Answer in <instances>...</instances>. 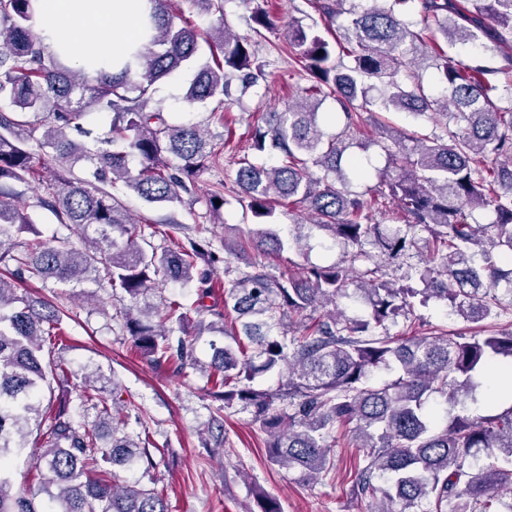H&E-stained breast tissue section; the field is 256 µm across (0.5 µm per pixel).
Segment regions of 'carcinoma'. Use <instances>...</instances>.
I'll use <instances>...</instances> for the list:
<instances>
[{
  "instance_id": "obj_1",
  "label": "carcinoma",
  "mask_w": 512,
  "mask_h": 512,
  "mask_svg": "<svg viewBox=\"0 0 512 512\" xmlns=\"http://www.w3.org/2000/svg\"><path fill=\"white\" fill-rule=\"evenodd\" d=\"M150 46L118 74L90 78L49 53L34 32L38 0H0V512H169L164 494L120 473L156 468L146 443L127 432L119 384L112 403L97 388L78 395L88 425L68 404L53 407L55 384L69 368L54 356L67 311L20 289L38 281L78 288L86 281L111 289L122 302L115 319L151 363L194 368L188 312L175 299L153 301L168 282L194 285L195 309L216 319L195 330L213 334L209 368L213 396L251 412L269 436L270 461L307 481L331 466L336 427L366 449L351 491L370 498L368 512H491L497 493L512 489V404L470 417L455 412L475 399L490 368L512 371V328L470 336L397 338L388 326L432 298L465 321L480 324L512 311V106L494 101L500 76L488 56L512 47V0H316L324 19L288 26L286 44L308 85L282 112H267L252 149L273 164L239 162L235 186L256 219L249 236L263 253L288 249L306 255L318 228L348 246L330 265L306 264L272 276L249 260L224 268V309L205 304L214 288V254L205 244L156 246L117 195L125 189L148 204H184L200 172L222 149L208 125L170 123L153 102L154 85L194 57L198 39L213 62L202 63L183 101L196 110L217 101L210 117L224 120V98L234 77L262 70L254 45L226 26L206 35L176 22L168 0H154ZM256 36L274 28L269 12L254 8ZM336 25L329 40L323 30ZM443 43H438V40ZM470 45L475 54L456 63L448 49ZM437 70L442 90L431 93L420 67ZM334 95L340 130L327 134L319 101ZM94 108L112 114L108 130L91 135L79 120ZM405 111L429 116V135L388 131L379 146L389 166L376 196L392 200L404 223L375 221L377 201L351 190L342 166L363 113ZM76 131L86 142H76ZM50 164L38 170L29 143ZM39 184L35 206L59 224L79 229L78 240L54 236L17 250L33 230L17 185ZM291 199L288 238L272 229L275 202ZM493 219L482 224L474 211ZM421 226L429 239L409 235ZM426 253L425 265L409 259ZM405 268L400 277L390 273ZM342 299L365 306L360 317L338 307ZM322 315L306 323L315 312ZM177 341H172L174 333ZM398 377L369 384L378 369ZM286 377L276 392L257 378ZM448 408L439 415L434 397ZM48 405H43V400ZM45 429L39 470L48 475L39 493L18 488L10 463ZM387 477L389 485L374 480ZM256 508L281 512L261 490Z\"/></svg>"
}]
</instances>
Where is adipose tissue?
I'll use <instances>...</instances> for the list:
<instances>
[{"label": "adipose tissue", "instance_id": "1", "mask_svg": "<svg viewBox=\"0 0 512 512\" xmlns=\"http://www.w3.org/2000/svg\"><path fill=\"white\" fill-rule=\"evenodd\" d=\"M149 11V0H40L36 29L51 52L94 77L147 45Z\"/></svg>", "mask_w": 512, "mask_h": 512}]
</instances>
